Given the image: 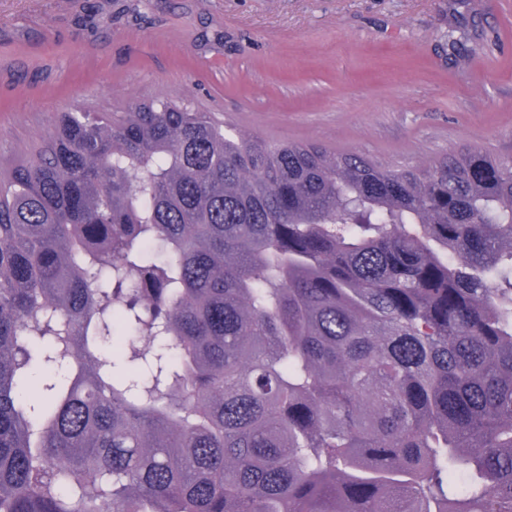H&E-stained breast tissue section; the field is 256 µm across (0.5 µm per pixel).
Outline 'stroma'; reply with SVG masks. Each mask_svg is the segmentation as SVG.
<instances>
[{"label": "stroma", "instance_id": "35a3bbf8", "mask_svg": "<svg viewBox=\"0 0 512 512\" xmlns=\"http://www.w3.org/2000/svg\"><path fill=\"white\" fill-rule=\"evenodd\" d=\"M178 98L389 167L512 155V0H0V163L56 113Z\"/></svg>", "mask_w": 512, "mask_h": 512}]
</instances>
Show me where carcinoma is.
I'll list each match as a JSON object with an SVG mask.
<instances>
[{
    "instance_id": "1",
    "label": "carcinoma",
    "mask_w": 512,
    "mask_h": 512,
    "mask_svg": "<svg viewBox=\"0 0 512 512\" xmlns=\"http://www.w3.org/2000/svg\"><path fill=\"white\" fill-rule=\"evenodd\" d=\"M0 512H512V156L59 113L0 165Z\"/></svg>"
}]
</instances>
